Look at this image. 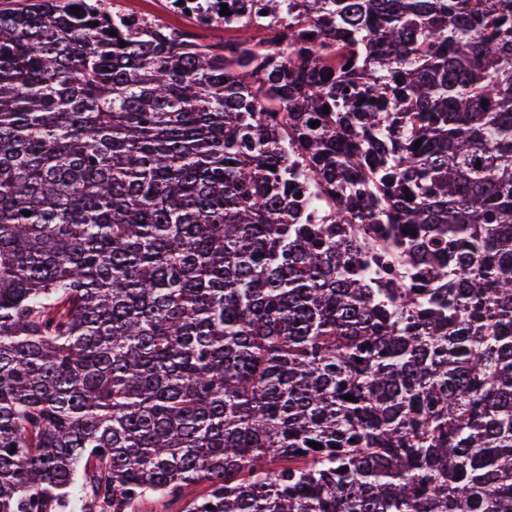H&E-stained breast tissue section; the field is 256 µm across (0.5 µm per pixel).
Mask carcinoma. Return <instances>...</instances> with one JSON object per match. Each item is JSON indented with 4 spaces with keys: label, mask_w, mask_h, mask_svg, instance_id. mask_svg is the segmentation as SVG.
<instances>
[{
    "label": "carcinoma",
    "mask_w": 512,
    "mask_h": 512,
    "mask_svg": "<svg viewBox=\"0 0 512 512\" xmlns=\"http://www.w3.org/2000/svg\"><path fill=\"white\" fill-rule=\"evenodd\" d=\"M236 2L0 11V512H512V0ZM106 5L112 9L118 8L126 13L133 14L145 19H152L157 21L158 18H164L166 25L173 28L186 30L199 35V40L205 42H219L224 38H238L249 37L254 40L262 39L265 32L258 28H251L248 31H224L223 23L212 21L210 26L205 24H198L196 20L197 12L192 8L194 3L191 0H183V5L178 10L186 13V10L191 12L192 18L183 13L172 11L170 4L172 0H105ZM205 488L206 484L203 483L187 486L178 501H171L167 498L149 500L140 506V512H182L186 503L201 496L205 492Z\"/></svg>",
    "instance_id": "1"
}]
</instances>
